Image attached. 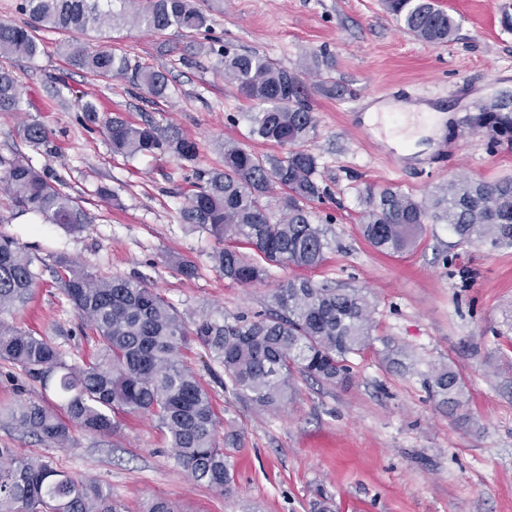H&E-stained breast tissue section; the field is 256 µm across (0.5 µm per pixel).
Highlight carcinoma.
Returning <instances> with one entry per match:
<instances>
[{"instance_id": "carcinoma-1", "label": "carcinoma", "mask_w": 512, "mask_h": 512, "mask_svg": "<svg viewBox=\"0 0 512 512\" xmlns=\"http://www.w3.org/2000/svg\"><path fill=\"white\" fill-rule=\"evenodd\" d=\"M384 9L415 39L440 45L454 35L455 18L436 0H383ZM24 26L0 21V56L32 59L40 51L36 29L52 27L84 35L127 22L112 0H22ZM135 23L153 33L174 27L187 33L209 29L208 18L192 0H143ZM72 61L100 77L131 75L132 84L151 97L171 92L167 75L130 68L129 61L106 50L90 51L79 39L67 44ZM219 56L224 79L258 105L250 116V135L272 143L281 156L253 153L224 144L220 169L196 171L192 192L181 209L185 224L201 228L221 244L211 258L224 277L249 285L268 276L269 265L312 269L329 248L328 230L312 220L311 204L325 188L316 179L317 156L306 143L317 129L304 72L289 70L257 52L239 53L209 43ZM24 97L13 73L0 68V112L23 111ZM88 123L104 134L112 153L126 159L167 155L192 161L199 144L154 120L136 124L118 112H104L93 99L80 103ZM477 124L492 136L512 141V113L478 107ZM21 133L33 147L48 142L40 123ZM0 185L14 209L34 214L71 232L85 224L77 202L32 161L0 158ZM276 203H271V199ZM362 233L376 249L399 255L414 248L425 225L442 223L460 244L512 246V177L493 182L450 180L440 195L416 199L397 188L369 190L364 197ZM258 252L257 263L243 249ZM53 269L65 300L92 330L98 351L73 358L46 337L25 330L9 316L31 299L41 276L26 246L0 237V360L21 368L43 389L61 395L55 406L19 398L7 413L15 430L64 448L72 428L108 436L114 415L146 414L170 438L177 461L196 482L228 496L233 462L220 447L211 395L181 360L197 342L224 368L237 394L261 410L280 408L293 390L295 375L346 387L353 380L351 358L372 341L375 305L358 288L331 281L290 279L275 289L267 311L253 320L229 321L212 313L187 324L174 305L144 281L101 277L53 256L41 260ZM390 369H407L405 349L387 341L381 352ZM425 386L436 405L453 413L467 403L463 378L453 366L432 368ZM0 512H122L112 494L76 480L40 458H19L0 448Z\"/></svg>"}]
</instances>
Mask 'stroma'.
<instances>
[{
  "mask_svg": "<svg viewBox=\"0 0 512 512\" xmlns=\"http://www.w3.org/2000/svg\"><path fill=\"white\" fill-rule=\"evenodd\" d=\"M194 2L208 30L153 34L127 25L84 37L90 48L164 71L175 89L169 98L153 101L129 79L74 67L66 50L71 34L49 27L36 32L43 45L36 59L0 57L27 100L23 113L0 112V156L21 155L46 169L86 215L84 229L70 233L16 213L0 191V235L39 259L63 256L104 277L143 279L188 321L204 313L256 316L294 277L359 288L375 306L373 343L354 356L350 386L299 378L276 410L240 399L197 343L184 349V365L212 396L220 436L236 437L229 497L193 481L144 414H117L109 436L74 430L65 448L0 421V448L101 485L125 512H140L156 497L181 512H512V248L461 245L447 225L430 224L412 251L392 256L361 233L366 189L393 186L421 199L458 176H512V144L492 143L475 125L478 106L512 102V32L500 25V11L512 0H438L459 30L436 46L407 34L381 0ZM211 40L288 69L307 65L314 53L329 54L331 78L344 93L316 89L311 97L318 126L309 147L328 190L312 206L330 242L320 267H275L268 280L241 285L216 268L210 235L180 221L195 171L220 167L225 143L278 151L250 139L253 103L225 81L217 56L197 52V43ZM54 87L60 97H50ZM84 94L104 111L136 123L149 116L194 139L197 159L113 155L104 136L84 124L77 104ZM398 95L448 113L440 134L422 138V151L412 156L363 120L367 100ZM26 120L49 130L48 147L24 141ZM182 260L195 264V277L177 272ZM14 320L67 353L94 348L50 271ZM388 340L406 348L412 371L397 373L381 362ZM442 362L460 371L468 392L467 406L453 415L439 410L425 387L431 366Z\"/></svg>",
  "mask_w": 512,
  "mask_h": 512,
  "instance_id": "stroma-1",
  "label": "stroma"
}]
</instances>
